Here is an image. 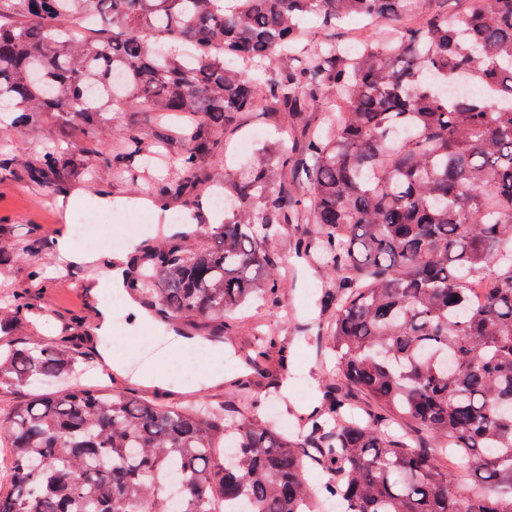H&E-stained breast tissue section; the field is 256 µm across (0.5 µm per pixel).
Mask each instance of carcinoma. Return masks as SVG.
<instances>
[{"label": "carcinoma", "instance_id": "carcinoma-1", "mask_svg": "<svg viewBox=\"0 0 512 512\" xmlns=\"http://www.w3.org/2000/svg\"><path fill=\"white\" fill-rule=\"evenodd\" d=\"M392 24L356 47L307 42L308 17ZM148 125L112 137L115 105ZM0 183L61 192L92 170L192 212L208 245L174 224L140 251L127 288L183 332L284 292L269 242L336 277L328 324L301 330L335 354L322 405L281 433L246 382L187 405L143 386L66 387L0 414L10 473L0 512H512V0H0ZM291 147L214 174L254 120L304 113ZM76 126L86 146L37 156L6 131ZM224 208L207 222L204 203ZM54 242L11 245L30 281ZM0 391L89 367L73 327L31 292L4 289ZM275 337L254 327V371ZM484 491H458L441 459ZM327 475L320 489L308 470Z\"/></svg>", "mask_w": 512, "mask_h": 512}]
</instances>
